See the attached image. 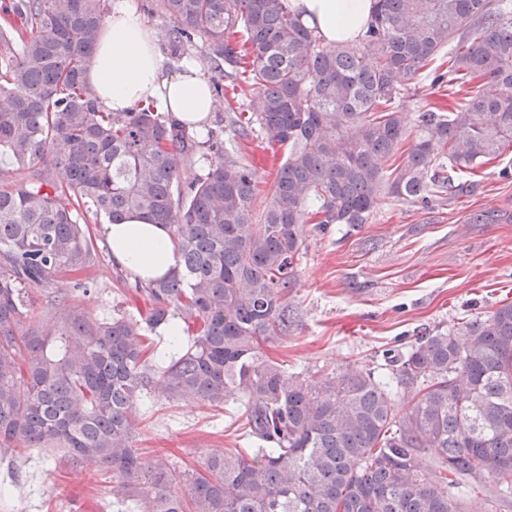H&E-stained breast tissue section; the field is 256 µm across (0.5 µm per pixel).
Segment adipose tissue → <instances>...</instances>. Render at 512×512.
Returning <instances> with one entry per match:
<instances>
[{
  "label": "adipose tissue",
  "instance_id": "adipose-tissue-1",
  "mask_svg": "<svg viewBox=\"0 0 512 512\" xmlns=\"http://www.w3.org/2000/svg\"><path fill=\"white\" fill-rule=\"evenodd\" d=\"M288 10L325 44L357 42L371 19L374 0H285ZM153 29L133 8L117 4L104 21L86 73L100 103L113 112L130 110L137 102L159 99L190 129H198L213 110L207 79L195 62L166 77ZM105 233L117 265L143 278L173 271L178 254L167 229L137 214L109 224Z\"/></svg>",
  "mask_w": 512,
  "mask_h": 512
}]
</instances>
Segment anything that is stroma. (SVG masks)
I'll list each match as a JSON object with an SVG mask.
<instances>
[{
  "instance_id": "stroma-1",
  "label": "stroma",
  "mask_w": 512,
  "mask_h": 512,
  "mask_svg": "<svg viewBox=\"0 0 512 512\" xmlns=\"http://www.w3.org/2000/svg\"><path fill=\"white\" fill-rule=\"evenodd\" d=\"M490 211L491 224L473 222ZM90 295L80 308L97 318L132 310L127 271L112 261L102 224ZM289 296L299 321L271 354L289 371L323 374L353 363L391 375L387 350L405 352L434 329L455 330L512 302V178L485 167L469 193L427 209L382 200L367 224L332 225L311 235ZM135 446L179 467L200 466L215 450L243 448L237 422L224 413L163 398L142 407ZM0 512H112V476L73 464L60 452L23 450L0 460Z\"/></svg>"
}]
</instances>
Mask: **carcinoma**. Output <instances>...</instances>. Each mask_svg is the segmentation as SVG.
Returning <instances> with one entry per match:
<instances>
[{"mask_svg":"<svg viewBox=\"0 0 512 512\" xmlns=\"http://www.w3.org/2000/svg\"><path fill=\"white\" fill-rule=\"evenodd\" d=\"M108 2L19 0V44L0 35V155L37 169L0 189V455L63 449L110 471L116 512H512V303L418 338L392 380L351 363L290 374L267 352L295 320L312 232L366 224L382 198L467 193L512 150V0H376L356 46L323 44L284 0H157L172 50L202 40L258 99L203 141L154 99L99 103L86 71ZM443 51L429 75L457 103L410 125L405 99ZM254 136L284 150L259 212L240 155ZM82 208L166 226L178 267L135 279V314L34 317L30 288L74 276L55 308L91 292ZM157 391L233 407L250 448L181 473L143 456Z\"/></svg>","mask_w":512,"mask_h":512,"instance_id":"1","label":"carcinoma"}]
</instances>
